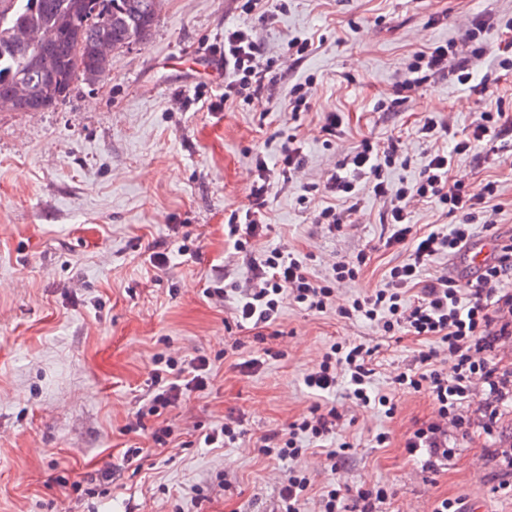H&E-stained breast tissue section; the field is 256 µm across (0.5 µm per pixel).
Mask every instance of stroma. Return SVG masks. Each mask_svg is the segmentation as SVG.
<instances>
[{
    "mask_svg": "<svg viewBox=\"0 0 512 512\" xmlns=\"http://www.w3.org/2000/svg\"><path fill=\"white\" fill-rule=\"evenodd\" d=\"M287 4L282 12L270 0L274 17L264 22L241 14L238 0H162L149 41L115 53L104 81L76 82L43 112L0 110V512H277L287 466L261 452V438L287 432L317 403L336 404L345 417L325 447L301 460L316 483L333 476L344 488L386 487V512H431L443 498L512 512V469L493 455L512 446V408L487 433L471 405L463 413L470 436L449 435L450 460L424 470L404 442L437 417L426 394H397L388 418L356 407L345 386L316 395L303 383L330 345L350 339L377 348L371 389L387 393L416 351L433 349L434 341L391 339L367 320H344L332 309L313 315L292 304L257 330L204 294L213 270L224 266L250 287L248 259L224 240V216L247 202L253 156L277 157L291 135L306 164L268 195L257 250L287 247L322 279L334 262L363 251L366 267L337 287L336 302L380 288L403 259L381 239L382 201L362 189L350 226L332 235L314 221L322 198L302 187L325 181L363 138L383 142L395 134L409 163L388 176L416 177L434 149L415 135L420 119L433 115L459 131L488 99L450 77L393 110L376 103L392 93L414 50L461 39L485 12L498 24L479 38L487 51L475 72L512 117V70L498 65L500 48L512 42V0ZM232 24L252 27L281 89L313 78L308 111L293 117L263 99L225 111L201 108L220 91L197 55L223 43ZM295 37L314 45L289 69ZM325 112L342 119L330 139L320 131ZM451 177L474 190L488 181L499 186L496 224L475 225L473 244L512 235V158L458 156ZM185 235L195 255H178ZM154 251L167 254L166 265L147 264ZM161 353L186 361L203 355L214 365L206 393L164 412L178 432L165 450L151 445L154 417L130 429ZM253 357L260 366L246 368ZM228 416L243 419V439L232 448L204 447L201 434ZM380 432L389 440L378 447ZM345 441L350 463L329 474L324 450ZM132 448L137 458H129ZM104 472L112 480L101 495L66 496L57 483Z\"/></svg>",
    "mask_w": 512,
    "mask_h": 512,
    "instance_id": "obj_1",
    "label": "stroma"
}]
</instances>
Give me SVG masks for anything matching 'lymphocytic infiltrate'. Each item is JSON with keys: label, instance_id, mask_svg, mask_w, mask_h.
I'll use <instances>...</instances> for the list:
<instances>
[{"label": "lymphocytic infiltrate", "instance_id": "obj_1", "mask_svg": "<svg viewBox=\"0 0 512 512\" xmlns=\"http://www.w3.org/2000/svg\"><path fill=\"white\" fill-rule=\"evenodd\" d=\"M215 52L224 62V91L220 96L224 106H231L241 96L270 102L278 98L280 87L269 67L260 63L261 47L251 30L225 28L224 42ZM471 68V60L456 58L453 45L448 43L417 51L406 65L403 80L396 84V94H416L429 80L451 70L456 71L460 83H468ZM502 118L499 109L479 112L467 129L456 135L449 125L426 118L417 133L436 141L437 146L414 179L385 180L384 169L394 167L400 158L398 142L366 138L347 154L345 173H331L319 184L328 204L319 210L317 221L332 232L346 226L349 211L345 204L356 197L361 182L371 183L374 196L386 206L384 245L404 251L406 258L390 269L382 287L373 294L353 296L338 308L333 305L336 285L359 278L368 260L366 253L334 262L329 278L318 280L305 261L285 248L267 250L253 258L250 288L238 289L224 269L213 275V286L207 291L215 302H233L234 317L240 323L273 324L284 303L290 301L312 313L337 308L341 319H367L389 337L404 333L434 339L438 350L418 351L412 366L393 377L389 394L371 393L376 351L362 342L332 344L304 378L309 389L323 392L347 382L349 400L363 409L382 410L389 418L397 410L395 394L426 393L438 407V419L409 433L405 446L410 454L427 455L432 462L450 458L448 429L462 427L463 408L479 403L485 418L493 423L501 408L512 405V368L497 360L503 349L512 346V238L500 241L467 282L448 273L429 280L423 277L435 257L453 256L467 247L474 224H494L488 203L497 193L495 183H485L473 192L450 181L448 173L457 155L481 148L492 154L512 152V125H504ZM277 163L273 170L264 155L254 157L248 203L231 210L224 224V237L237 252L252 253L263 230L269 192L276 181L291 182L303 167L299 148L284 144ZM419 203L438 205L447 214L461 215L462 220L452 226L439 224L431 230H418L413 207ZM439 356L445 362L441 368L435 363ZM211 375V363L203 356L187 364L172 357L154 358L152 389L138 415L157 417L150 433L155 447H168L174 434L173 424L162 418L163 411L184 397L204 393ZM343 418L335 404H317L293 421L287 432L263 437L266 456L293 463L279 489L278 512H303L311 479L299 465L306 453L302 443L323 440ZM387 500L388 490L381 486L373 491L358 490L353 502H346L339 484L331 480L322 488L317 512H383Z\"/></svg>", "mask_w": 512, "mask_h": 512}]
</instances>
